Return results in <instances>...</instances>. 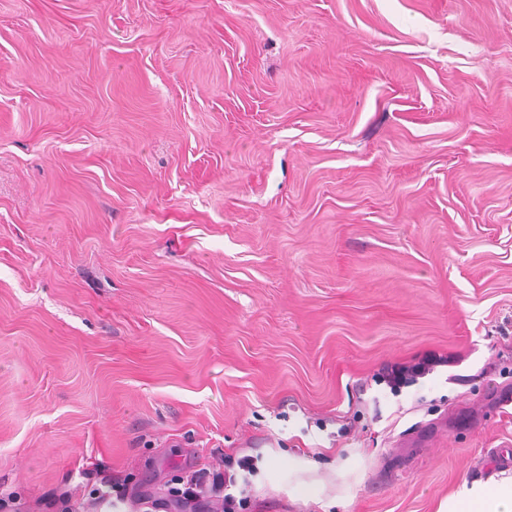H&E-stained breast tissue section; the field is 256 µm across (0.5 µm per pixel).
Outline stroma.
Returning a JSON list of instances; mask_svg holds the SVG:
<instances>
[{
  "label": "stroma",
  "mask_w": 512,
  "mask_h": 512,
  "mask_svg": "<svg viewBox=\"0 0 512 512\" xmlns=\"http://www.w3.org/2000/svg\"><path fill=\"white\" fill-rule=\"evenodd\" d=\"M507 389L512 0H0L11 512H439ZM446 362L442 357L430 356L416 364L394 365L379 377V381L386 383L392 391L398 392L405 384L428 375L434 367L446 365ZM225 463V462H224ZM231 461L224 464V473L213 472L210 480V472L206 469L194 472L184 489H176L171 493L169 499L155 506H162L163 511L173 510L175 512H197L206 507V501L218 494L224 487V512H234L235 498L231 493H226L236 483L234 473H230ZM205 470V471H203Z\"/></svg>",
  "instance_id": "1"
}]
</instances>
